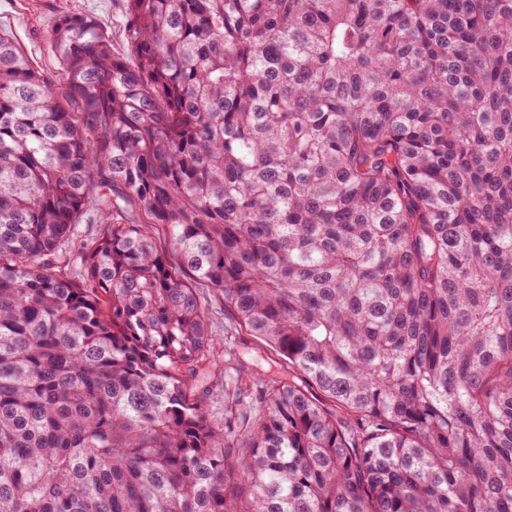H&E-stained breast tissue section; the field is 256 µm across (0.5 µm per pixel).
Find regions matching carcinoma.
Wrapping results in <instances>:
<instances>
[{
  "label": "carcinoma",
  "instance_id": "cac0c4a2",
  "mask_svg": "<svg viewBox=\"0 0 512 512\" xmlns=\"http://www.w3.org/2000/svg\"><path fill=\"white\" fill-rule=\"evenodd\" d=\"M48 41L0 32V512H512V0Z\"/></svg>",
  "mask_w": 512,
  "mask_h": 512
}]
</instances>
